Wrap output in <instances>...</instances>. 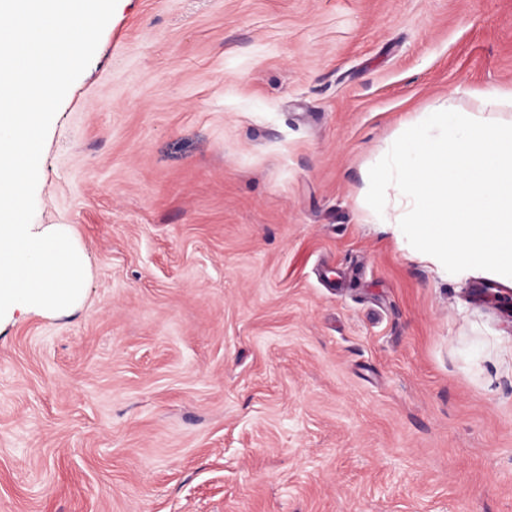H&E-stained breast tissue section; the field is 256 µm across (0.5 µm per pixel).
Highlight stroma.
I'll return each mask as SVG.
<instances>
[{
    "label": "stroma",
    "mask_w": 512,
    "mask_h": 512,
    "mask_svg": "<svg viewBox=\"0 0 512 512\" xmlns=\"http://www.w3.org/2000/svg\"><path fill=\"white\" fill-rule=\"evenodd\" d=\"M512 0H118L0 318V512H512V278L370 219L415 113L508 122Z\"/></svg>",
    "instance_id": "1"
}]
</instances>
